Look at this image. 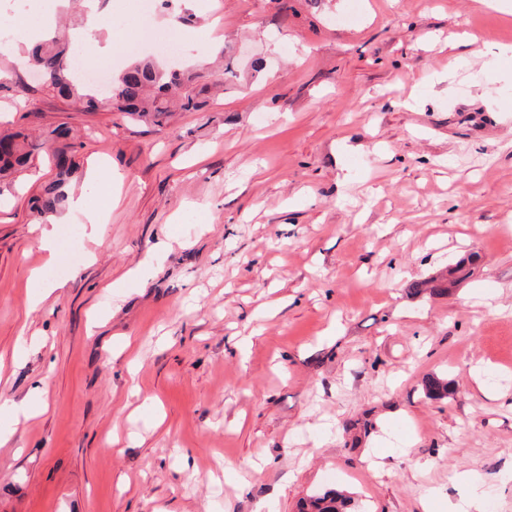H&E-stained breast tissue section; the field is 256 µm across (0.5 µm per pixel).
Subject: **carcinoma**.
Instances as JSON below:
<instances>
[{"label":"carcinoma","instance_id":"1","mask_svg":"<svg viewBox=\"0 0 512 512\" xmlns=\"http://www.w3.org/2000/svg\"><path fill=\"white\" fill-rule=\"evenodd\" d=\"M31 57L46 77L47 87L59 97L91 109L101 102L99 93L78 75L71 48L60 47L52 39L36 46ZM208 93V85L199 82L198 76L177 69L160 70L145 59L132 64L113 83L108 101L135 121L161 125L173 112L202 111L208 105ZM73 148L72 144L57 148L48 140L29 143L21 131L0 134V181L28 165L35 152H52L56 176L34 199L33 210L39 215L56 213L67 198V182L74 168ZM476 262L475 256L456 262L435 289L446 290L466 279ZM423 391L427 399L441 400L448 396L450 384L445 378L429 376L424 380ZM350 506L349 496L329 489L302 501L300 512H349Z\"/></svg>","mask_w":512,"mask_h":512}]
</instances>
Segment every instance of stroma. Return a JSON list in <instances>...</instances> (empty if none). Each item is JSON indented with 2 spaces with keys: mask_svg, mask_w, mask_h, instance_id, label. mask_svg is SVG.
<instances>
[{
  "mask_svg": "<svg viewBox=\"0 0 512 512\" xmlns=\"http://www.w3.org/2000/svg\"><path fill=\"white\" fill-rule=\"evenodd\" d=\"M127 48L174 19L237 73L161 126L49 93L0 46V132L78 138L101 241L0 182V512H512V14L477 0H102ZM99 166L101 178L88 172ZM51 227L56 253L38 238ZM473 275L439 277L469 254ZM50 295L31 309V278ZM448 398L426 399V377ZM465 488V493L454 501L448 503V512H484L485 493L482 486L473 480L469 475L459 479ZM351 498L341 491L329 489L308 496L300 505V512H349Z\"/></svg>",
  "mask_w": 512,
  "mask_h": 512,
  "instance_id": "stroma-1",
  "label": "stroma"
}]
</instances>
